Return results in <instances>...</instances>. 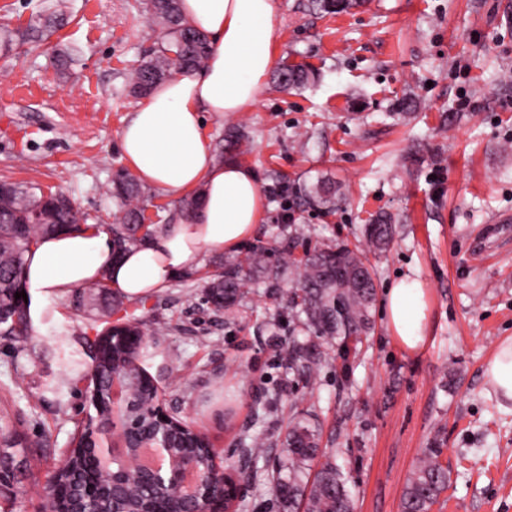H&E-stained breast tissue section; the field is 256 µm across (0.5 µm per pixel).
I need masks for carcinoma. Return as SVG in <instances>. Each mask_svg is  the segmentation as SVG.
I'll return each mask as SVG.
<instances>
[{
  "label": "carcinoma",
  "mask_w": 512,
  "mask_h": 512,
  "mask_svg": "<svg viewBox=\"0 0 512 512\" xmlns=\"http://www.w3.org/2000/svg\"><path fill=\"white\" fill-rule=\"evenodd\" d=\"M316 8L327 14L348 10L353 0H313ZM146 15L165 30L164 41L143 58L130 79V91L144 94L157 83L181 71L199 69L207 60V36L190 26L180 11V0H142ZM40 24L24 31H0V47L9 50L19 42L38 43L34 33ZM308 71L301 65L284 64L276 81L285 90L304 85ZM244 134L230 128L224 134L223 153L233 157L242 153ZM112 195L121 203V216L112 225L113 255L117 256L144 242L137 236L144 209L152 195L135 174L119 169L112 176ZM78 210L62 192L36 191L33 186L8 180L0 181V326L5 331L27 327L30 318L23 299L15 298L24 280V256L29 244L42 236L68 229L77 220ZM393 225L378 219L366 225L364 247L352 249L345 243H317L303 249L296 266L298 284L288 292L292 322L303 323L314 338L334 339L345 346L360 339L371 329L370 310L376 296L375 273L367 264L365 252L385 250L392 241ZM283 257L280 240H257L242 255L224 265V273L206 286V303L216 311H229L238 305L243 288L256 279L274 281L281 274ZM282 359L293 366L299 361L306 379H311L328 363L318 343L308 348L288 345L280 350ZM288 476L272 480L271 488L288 512H295L298 502L305 512H354V501L345 487V478L335 466L327 463L310 485L300 474L317 454L316 430L298 422L288 430ZM450 473L437 460L436 449H430L413 473L403 495L402 512H429L439 495L448 488ZM128 494L112 503L106 484L90 467L86 451L72 452L68 467L59 473L57 483L45 488V512L52 507L67 508L79 498L85 512H146L153 504V492L141 485L134 471L127 477Z\"/></svg>",
  "instance_id": "1"
}]
</instances>
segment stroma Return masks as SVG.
Segmentation results:
<instances>
[{"label":"stroma","mask_w":512,"mask_h":512,"mask_svg":"<svg viewBox=\"0 0 512 512\" xmlns=\"http://www.w3.org/2000/svg\"><path fill=\"white\" fill-rule=\"evenodd\" d=\"M67 22L40 50L0 52V179L65 192L85 224L117 223L112 175L125 167L119 133L137 100L129 73L162 41L139 0H66ZM276 64L311 73L302 88L265 81L250 111L205 117L221 142L247 139L266 201L258 234L299 224L308 240L361 238L388 218L390 248L368 256L378 275L374 328L310 382L278 353L291 339L295 277L246 289L238 312L204 304L201 281L178 277L145 304L128 301L147 340L144 369L164 406L209 437L218 463L248 477L233 512H284L269 476L288 461L292 417L319 435L308 473L335 463L355 512H402L404 489L428 449L451 473L430 512H512V402L486 372L512 336V0H365L340 15L310 0H277ZM80 47L66 74L56 49ZM336 185L331 208L320 184ZM419 277L430 294L428 341L393 338L386 291ZM113 289H74L39 323L0 334V448L13 455L0 512H43L52 477L88 412L87 348L107 327ZM277 396L265 412L258 397ZM267 448L250 460L244 436Z\"/></svg>","instance_id":"1"}]
</instances>
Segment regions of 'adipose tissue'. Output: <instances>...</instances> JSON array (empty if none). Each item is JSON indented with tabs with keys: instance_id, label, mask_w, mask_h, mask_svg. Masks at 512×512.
<instances>
[{
	"instance_id": "adipose-tissue-1",
	"label": "adipose tissue",
	"mask_w": 512,
	"mask_h": 512,
	"mask_svg": "<svg viewBox=\"0 0 512 512\" xmlns=\"http://www.w3.org/2000/svg\"><path fill=\"white\" fill-rule=\"evenodd\" d=\"M181 11L210 39L207 64L156 85L121 129L119 143L147 184L174 199L200 192L199 206L190 219L165 225L117 261L112 236L102 228L40 239L24 257L31 315L101 279L130 299L159 292L196 271L206 256L237 251L262 221L265 199L254 170L216 161L204 118L244 112L257 102L282 23L276 0H181ZM385 305L394 339L408 352L422 350L429 314L422 282L397 281Z\"/></svg>"
}]
</instances>
